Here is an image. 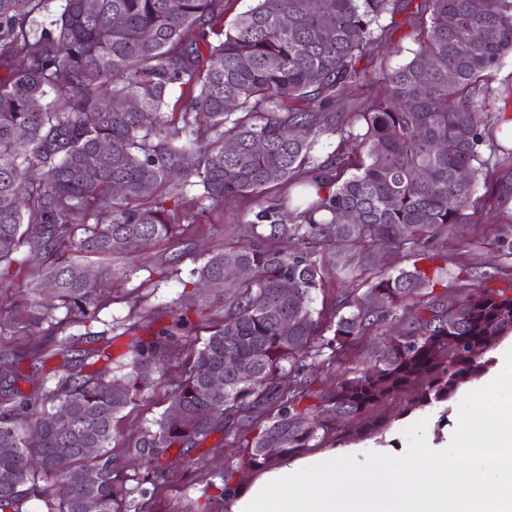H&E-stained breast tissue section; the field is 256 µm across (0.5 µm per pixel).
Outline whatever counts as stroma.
I'll list each match as a JSON object with an SVG mask.
<instances>
[{
  "mask_svg": "<svg viewBox=\"0 0 512 512\" xmlns=\"http://www.w3.org/2000/svg\"><path fill=\"white\" fill-rule=\"evenodd\" d=\"M199 193L196 187L185 193L183 201L192 204L195 221L176 237L160 241L132 259L124 255L107 260L90 258L94 273L104 283L94 320L74 325L68 323L65 307L53 310L54 319L62 324L61 335L77 337L78 342L67 355L50 350L39 360L22 362L18 390L34 399L40 397L42 390L54 389L63 360L77 363L85 359L89 345L81 337L87 333L107 341L113 360H123L134 339L151 336L170 323L171 310L179 302L192 307L191 318L199 327V336H208L210 326L224 315V297L195 291L192 272L200 257L223 251L226 232L240 236L248 233L255 206L243 201L193 205L192 200ZM473 200L476 216L469 232L448 242L447 286L452 290L470 284L472 273L490 263L502 241H512V167L479 177ZM35 267L27 249L15 253L7 276L0 278V317L18 313L29 305V283ZM491 356L493 363L483 376L464 384L447 406L415 410L406 417L401 414L404 403L400 400L375 408L369 418L387 424L383 437L357 438L359 425L350 423L335 441L336 447L352 451L345 461L347 469L363 471L387 449L414 445L425 434L442 440L444 432L455 427L462 411L469 407H476L485 421L496 418L501 408L512 405V385L505 383L506 378H512V335L504 337ZM179 372L177 363H170L164 375H153L148 387L122 410L112 450L117 462H125L128 448L134 447L141 432L167 407L170 383ZM497 378L502 381L501 387L487 390L486 380ZM239 458V449L226 447L220 432L212 433L189 455L170 449L163 461L164 477L154 512H201L212 472L236 466Z\"/></svg>",
  "mask_w": 512,
  "mask_h": 512,
  "instance_id": "obj_1",
  "label": "stroma"
}]
</instances>
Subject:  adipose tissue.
Wrapping results in <instances>:
<instances>
[{
	"mask_svg": "<svg viewBox=\"0 0 512 512\" xmlns=\"http://www.w3.org/2000/svg\"><path fill=\"white\" fill-rule=\"evenodd\" d=\"M489 449L487 470L471 477L469 462ZM223 512H512V412L500 414L493 436L464 417L443 444L421 437L360 475L344 451L317 459L282 457L224 494Z\"/></svg>",
	"mask_w": 512,
	"mask_h": 512,
	"instance_id": "ef3b65f1",
	"label": "adipose tissue"
}]
</instances>
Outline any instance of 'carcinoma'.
<instances>
[{
    "mask_svg": "<svg viewBox=\"0 0 512 512\" xmlns=\"http://www.w3.org/2000/svg\"><path fill=\"white\" fill-rule=\"evenodd\" d=\"M27 2L0 0V263L22 246L41 256L34 288L53 283L83 323L98 298L66 253L134 255L175 236L193 214L166 200L189 187L200 203L259 210L250 238L225 237L194 270L193 285L224 292V320L201 342L189 309H176L134 344L120 377L74 365L38 402L14 389L16 366L67 342L44 305L10 320L12 334L41 337L0 360V512H28L32 500L85 512L88 498L96 512H153L156 487L146 477L127 487L112 442L143 369L163 371L179 348L187 357L168 406L134 448L157 468L169 449L187 454L215 431L241 450L239 467H265L327 445L388 401H405L404 415L445 403L493 363L487 354L512 332V288L438 291L445 266L379 265L385 249L444 258L448 239L468 232L477 174L498 152L512 161L493 135L505 110L492 111L486 83L512 53V0H419L408 13L410 0H254L228 27L226 0H62L40 34L32 15L50 0ZM401 12L417 49L374 81L381 20ZM349 86L371 91L349 107ZM173 89L180 126L164 120ZM125 98L139 109L109 107ZM324 135L339 142L319 161ZM239 266L250 276H226ZM285 319L295 325L286 336ZM388 323L404 333L387 353L362 349ZM229 353L248 377L224 366ZM215 380L224 391L213 397ZM233 477L230 467L212 476L204 512H222Z\"/></svg>",
    "mask_w": 512,
    "mask_h": 512,
    "instance_id": "carcinoma-1",
    "label": "carcinoma"
}]
</instances>
